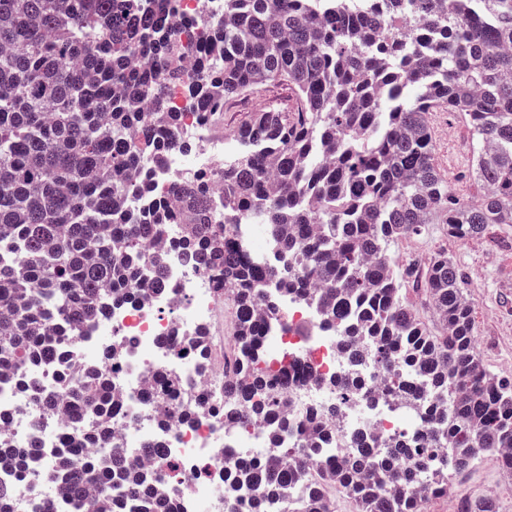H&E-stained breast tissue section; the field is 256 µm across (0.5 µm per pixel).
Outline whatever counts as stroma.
<instances>
[{"mask_svg":"<svg viewBox=\"0 0 512 512\" xmlns=\"http://www.w3.org/2000/svg\"><path fill=\"white\" fill-rule=\"evenodd\" d=\"M293 91L284 82L265 83L224 104V120L215 131H235L257 111L291 104ZM435 158L452 192L463 201L476 199L480 187L473 174L472 132L454 112L429 115ZM444 252L462 270L473 302L477 354L492 373L512 377V229L495 228L492 235L469 239L449 237L444 224L431 225L428 234L399 240L392 249L397 263L424 265ZM460 496L433 500L428 512H458L461 496H485L495 489L499 512H512V473L498 464L478 462L460 481Z\"/></svg>","mask_w":512,"mask_h":512,"instance_id":"1","label":"stroma"}]
</instances>
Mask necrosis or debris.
Returning <instances> with one entry per match:
<instances>
[{
    "label": "necrosis or debris",
    "mask_w": 512,
    "mask_h": 512,
    "mask_svg": "<svg viewBox=\"0 0 512 512\" xmlns=\"http://www.w3.org/2000/svg\"><path fill=\"white\" fill-rule=\"evenodd\" d=\"M179 133L200 143V150L192 155L171 152L164 168L140 171V178L149 183L151 192L133 202L131 220L143 222L150 218L156 196L168 190L173 175L193 169L209 176L223 167L224 140L214 136L197 113L184 115ZM167 274L171 284L167 293L113 302L104 322L86 327L58 363L37 366L36 372L51 383L62 372L97 366L105 337L122 336L128 344L125 354L119 362L106 367L117 404V418L112 423L114 444L133 452L145 442L163 437L171 477L161 488L175 512H196L204 502L210 504L211 512H224V502L229 498L250 507L257 492L242 481L238 471L247 460L269 447L276 431L269 423H253L225 436L220 413L224 406L222 381L225 374L236 371L237 365L226 355L232 329L220 334L212 330L221 295L208 278L183 263L177 252L169 254ZM280 306L279 315L264 319L277 348L268 367L275 372L292 370L297 356L305 357L310 364L312 379H295L291 391L293 418L300 424L318 413L329 398L319 386V378L343 375L346 365L339 353L338 337L322 333L306 338L296 333V326L313 319L311 309L285 298ZM201 328L210 331L211 373L206 378L194 371L189 352L181 348L182 338ZM162 369L179 373L189 384L192 402L201 408L193 422L157 423L149 383ZM361 378L360 397L346 420L337 423L335 434L324 439L318 450L321 459L345 455L358 433H369L380 442L402 430L403 416L370 396L379 381L378 370L368 368ZM25 389L22 376L0 378V425L20 450L32 433H40L43 451L28 459L26 466L45 473L47 479L34 485L22 484L13 471L0 469V484L16 489L12 512H35L45 501L57 498L59 482L51 474L58 457L71 451L61 437L60 419L41 417Z\"/></svg>",
    "instance_id": "1"
}]
</instances>
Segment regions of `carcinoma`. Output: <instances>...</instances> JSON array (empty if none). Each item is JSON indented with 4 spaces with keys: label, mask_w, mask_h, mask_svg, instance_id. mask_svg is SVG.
<instances>
[{
    "label": "carcinoma",
    "mask_w": 512,
    "mask_h": 512,
    "mask_svg": "<svg viewBox=\"0 0 512 512\" xmlns=\"http://www.w3.org/2000/svg\"><path fill=\"white\" fill-rule=\"evenodd\" d=\"M178 0H0V377L32 362L54 363L62 344L53 324L77 339L109 302L146 283L168 291V251L146 245L180 227L182 260L234 293L235 360L224 378V429L273 421L294 435L247 467L254 512L282 501L285 512H333L338 486L361 512H421L415 488L448 492L489 449L512 471V380L478 358L465 277L445 254L418 269L398 264L391 244L430 224L464 239L512 225V0H224L207 16L197 72L170 68ZM181 83L186 108L212 122L219 104L271 82L295 94L288 110L254 112L238 129L241 150L224 158L221 212L201 174L175 175L151 221L127 220L142 194L134 176L189 153L169 87ZM456 112L473 135L482 198L462 202L437 168L428 116ZM262 224L268 251L251 253L244 220ZM419 287L441 331L432 332L401 295ZM314 310L323 331L343 330L341 349L360 376L368 362L384 374L380 399L424 418L419 435L382 448L362 436L334 461H315V440L356 396V386L323 378L334 394L323 417L297 433L288 420L289 375L263 368L269 337L257 305L278 296ZM207 331L190 338L208 365ZM174 374H158L153 403L163 418L198 411L174 403ZM42 414L82 426L83 447L112 443V382L106 370L74 372L54 390L29 377ZM0 433V466L25 477L23 459ZM139 455L164 466L166 446ZM68 502L123 512L152 498L172 512L129 453L112 448L61 462ZM460 512H497L492 496L461 499Z\"/></svg>",
    "instance_id": "cac0c4a2"
}]
</instances>
